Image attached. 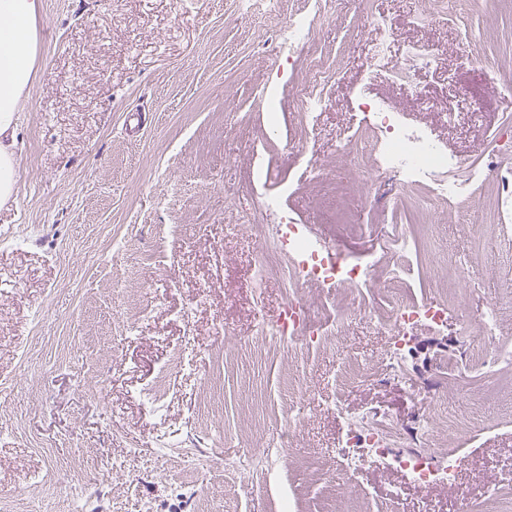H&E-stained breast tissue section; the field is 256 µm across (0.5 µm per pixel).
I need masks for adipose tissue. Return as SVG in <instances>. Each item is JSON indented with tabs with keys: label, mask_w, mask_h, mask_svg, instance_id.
<instances>
[{
	"label": "adipose tissue",
	"mask_w": 512,
	"mask_h": 512,
	"mask_svg": "<svg viewBox=\"0 0 512 512\" xmlns=\"http://www.w3.org/2000/svg\"><path fill=\"white\" fill-rule=\"evenodd\" d=\"M42 0H0V204L14 199L21 102L33 80Z\"/></svg>",
	"instance_id": "adipose-tissue-1"
}]
</instances>
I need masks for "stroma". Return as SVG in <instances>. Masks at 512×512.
I'll use <instances>...</instances> for the list:
<instances>
[{"label": "stroma", "instance_id": "obj_1", "mask_svg": "<svg viewBox=\"0 0 512 512\" xmlns=\"http://www.w3.org/2000/svg\"><path fill=\"white\" fill-rule=\"evenodd\" d=\"M307 0H43L40 54L22 103L19 181L0 205V512H488L512 506V368H449L444 344L483 347L472 315L512 276L492 251L496 182L472 181L479 228L429 205L426 187L365 181L343 147L364 149L359 98H387L428 124L450 152L481 165L512 115V0L422 22L425 0H321L318 52L338 71L306 126L296 96L304 58L276 52L284 17ZM391 19L399 38L370 62L367 33ZM444 51V69L396 79L412 45ZM278 111L269 115L265 98ZM475 120L453 118L457 96ZM140 114L128 133L127 113ZM291 188L281 211L253 210V175ZM351 258L413 256L409 296L448 305L439 333L419 328L391 375L387 328L344 314L342 337L284 342L267 325L300 292L264 232L281 216ZM250 229H243L244 220ZM469 278H459L456 263ZM159 403L148 392L177 353ZM483 429L460 447L455 488L424 489L398 469L345 470L347 415L401 430L429 414L435 389ZM301 419L296 434L288 429ZM191 449L206 462L195 468Z\"/></svg>", "mask_w": 512, "mask_h": 512}]
</instances>
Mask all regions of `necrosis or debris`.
<instances>
[{"label":"necrosis or debris","mask_w":512,"mask_h":512,"mask_svg":"<svg viewBox=\"0 0 512 512\" xmlns=\"http://www.w3.org/2000/svg\"><path fill=\"white\" fill-rule=\"evenodd\" d=\"M364 126L372 134L367 147L372 172L391 175L405 188L428 185L435 200L452 204L457 223L473 227L478 210L463 187L448 179L450 171L461 167L463 160L448 152L445 145L425 126H408L402 111L390 100H371L361 105ZM512 154V121L496 135V150L486 167L476 169V177L494 178L500 187L503 204L512 203V169L502 167V157ZM276 252L287 258L297 283L318 288H347L359 293L375 287L377 272L395 265L386 257L377 260L349 259L341 252L314 242L298 225L285 221L275 228ZM334 307H325L322 318H315L305 302L290 298L288 309L271 324L272 331L283 338L304 343L318 341L326 335L329 323L335 322ZM448 322V309L440 301L396 304L384 323L392 335V354L400 356L417 327L442 331ZM446 395H437L431 417L413 428L404 451L392 453L391 434L374 425L367 417L350 422L342 440L345 457L361 463H378L406 471L413 482L424 488L453 486L463 458L456 452H437L435 420H444L449 439L465 442L473 431L472 423L457 424L446 412Z\"/></svg>","instance_id":"necrosis-or-debris-1"}]
</instances>
